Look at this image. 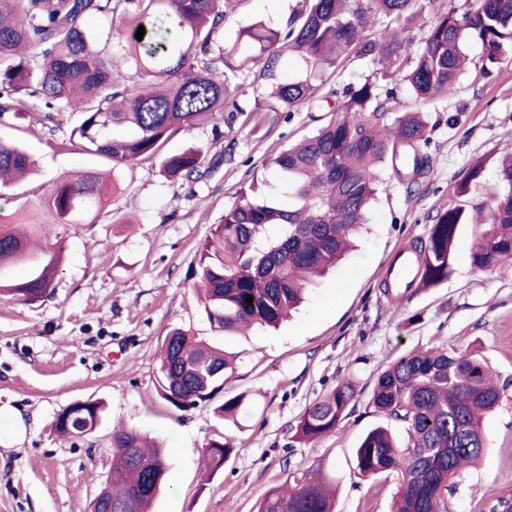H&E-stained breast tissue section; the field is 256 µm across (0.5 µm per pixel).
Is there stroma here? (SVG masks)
I'll return each instance as SVG.
<instances>
[{
	"mask_svg": "<svg viewBox=\"0 0 512 512\" xmlns=\"http://www.w3.org/2000/svg\"><path fill=\"white\" fill-rule=\"evenodd\" d=\"M301 0H240L222 35L265 20L279 23ZM20 118L0 116V140L24 145L35 172L4 194L7 211L40 218L56 180L67 173H108L105 156L71 146L78 117L48 120L40 98L25 99ZM332 117L312 101L292 112H272L250 125L216 135L202 125L174 136L176 150L196 145L218 168L199 182L170 181L156 163L123 169L118 191L81 224L54 225L49 244H62L54 288L26 304L0 295V432L13 421L23 430L0 445V512H87L111 471L112 427L134 428L160 442L169 472L153 512H257L264 495L288 476L324 470L338 483L336 512H389L395 477L361 478L354 450L360 438L388 424L369 397L378 375L408 351L444 346L477 352L490 366L501 400L483 420L488 450L477 466L456 479L449 512H490L498 498L512 499V260L482 270L471 248L484 227L462 225L453 245L447 281L392 303L382 290L383 272L412 239L425 236L437 211L461 206L475 214L497 182L496 159L512 152V60L492 77L464 79L459 92L437 103L428 152L430 174L407 192L390 177L367 218L357 247L310 291L305 303L278 328L256 326L226 334L214 328L195 291L198 247L220 223L237 192L253 178L272 177L270 161ZM481 182L466 194L455 185L476 162ZM183 328L236 357L226 393H251L254 404L242 424L217 419L211 408L178 411L155 390L161 342ZM343 379L359 392L334 433L310 444L294 442L297 422L324 391ZM107 404L90 434L67 439L52 430L63 408L85 401ZM224 436L235 452L214 477L202 471L209 440Z\"/></svg>",
	"mask_w": 512,
	"mask_h": 512,
	"instance_id": "1",
	"label": "stroma"
}]
</instances>
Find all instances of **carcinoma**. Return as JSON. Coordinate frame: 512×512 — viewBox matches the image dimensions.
I'll return each mask as SVG.
<instances>
[{
  "mask_svg": "<svg viewBox=\"0 0 512 512\" xmlns=\"http://www.w3.org/2000/svg\"><path fill=\"white\" fill-rule=\"evenodd\" d=\"M235 8L236 0H0V116L26 97L79 115L70 140L112 160L114 187L123 167L149 160L169 180L203 178L215 160L201 148L162 152L177 133L219 115L230 128L239 116L250 121L260 112H292L315 97L326 70L342 71L356 59L379 65L373 77L331 90L340 98L329 108L334 118L271 162L288 205L256 178L201 244L196 291L210 322L226 333L287 319L363 229L368 207L386 187L384 168L410 187L429 174L428 122L420 106L457 93L469 68L487 76L512 57V0H480L461 17L451 6L415 44L408 33L421 15L420 0H304L284 24L256 22L224 44L219 34ZM89 16L108 27L89 29ZM472 37L483 46L476 64L466 53ZM288 55L297 70L283 78L278 65ZM254 68L266 81V102L224 114L231 95L226 71L244 75ZM401 84L419 108L396 111ZM32 165L23 147L0 141V182ZM106 191L99 174H68L48 195L42 220L18 224L0 207V293L41 301L62 252L35 250V237L50 224L81 223L101 208ZM482 215L486 229L471 260L486 269L512 259V157L499 162ZM467 222L461 208L450 206L437 212L426 238L410 242L422 260L414 288L448 279L452 246ZM271 225L280 228L275 237L267 234ZM16 265L28 268L26 277L11 275ZM233 371V357L173 328L161 344L155 387L176 410L210 404L216 417L237 424L250 395L214 403ZM356 397L351 382H338L304 411L294 439L307 444L334 432ZM500 399L489 366L474 352L435 346L403 355L379 375L369 404L403 423L407 439L397 441L383 426L371 429L355 448V468L367 478L397 475L391 512H448V491L484 454L481 420ZM104 410L100 401L72 404L57 414L55 431L82 437L98 427ZM112 448V480L101 497L112 501V512H151L166 458L123 426L112 429ZM233 451L221 435L210 440L203 450L209 475ZM334 486L333 477L305 472L269 490L257 512H335Z\"/></svg>",
  "mask_w": 512,
  "mask_h": 512,
  "instance_id": "1",
  "label": "carcinoma"
}]
</instances>
